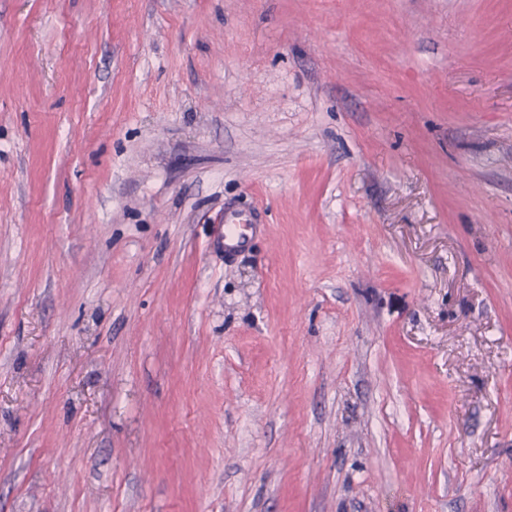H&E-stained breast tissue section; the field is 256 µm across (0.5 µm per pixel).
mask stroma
<instances>
[{
    "label": "stroma",
    "instance_id": "stroma-1",
    "mask_svg": "<svg viewBox=\"0 0 512 512\" xmlns=\"http://www.w3.org/2000/svg\"><path fill=\"white\" fill-rule=\"evenodd\" d=\"M0 512H512V0H0ZM255 223V224H254ZM243 220L232 209L224 210V258L237 257L248 246L250 240L261 231L262 224H256L257 220Z\"/></svg>",
    "mask_w": 512,
    "mask_h": 512
}]
</instances>
